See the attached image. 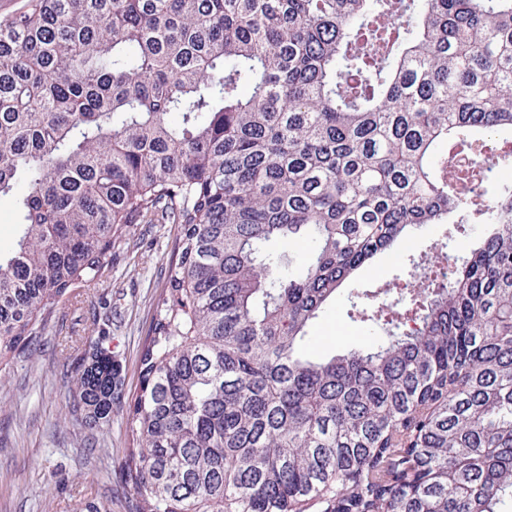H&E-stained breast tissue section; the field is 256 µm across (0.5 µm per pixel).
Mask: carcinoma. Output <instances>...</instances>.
<instances>
[{
  "instance_id": "cac0c4a2",
  "label": "carcinoma",
  "mask_w": 512,
  "mask_h": 512,
  "mask_svg": "<svg viewBox=\"0 0 512 512\" xmlns=\"http://www.w3.org/2000/svg\"><path fill=\"white\" fill-rule=\"evenodd\" d=\"M512 133V0H29L0 18V371L135 224H176L118 463L132 512H512V189L453 148ZM493 226L352 309L387 339L315 359L340 287L426 224ZM305 241L295 270L268 243ZM69 412L122 391L109 320Z\"/></svg>"
}]
</instances>
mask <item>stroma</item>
<instances>
[{
    "label": "stroma",
    "instance_id": "stroma-1",
    "mask_svg": "<svg viewBox=\"0 0 512 512\" xmlns=\"http://www.w3.org/2000/svg\"><path fill=\"white\" fill-rule=\"evenodd\" d=\"M466 227V236L455 239L444 224L417 230L393 255L359 271L311 327L310 351L326 356L361 348L366 329L347 314L351 292L376 290L404 274L409 254L439 248L464 256L485 230L475 217ZM178 233L174 224L134 226L115 244L99 285L66 295L39 346L0 373V512H79L88 495L109 504L112 512H131L130 493L117 468L128 446L122 410L94 433L68 412L79 356L71 342L95 335V318L110 316L112 356L125 393H133Z\"/></svg>",
    "mask_w": 512,
    "mask_h": 512
}]
</instances>
